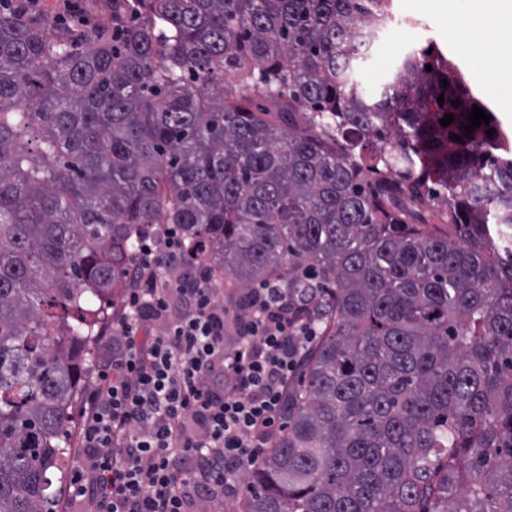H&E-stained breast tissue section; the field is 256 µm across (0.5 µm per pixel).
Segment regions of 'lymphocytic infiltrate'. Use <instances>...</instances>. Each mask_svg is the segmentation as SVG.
I'll list each match as a JSON object with an SVG mask.
<instances>
[{"mask_svg": "<svg viewBox=\"0 0 512 512\" xmlns=\"http://www.w3.org/2000/svg\"><path fill=\"white\" fill-rule=\"evenodd\" d=\"M133 283L103 341L68 501L86 512H208L246 495V469L282 428L280 404L319 333L323 288L296 302L277 282L247 289L244 311L208 288L174 224L146 233Z\"/></svg>", "mask_w": 512, "mask_h": 512, "instance_id": "obj_1", "label": "lymphocytic infiltrate"}]
</instances>
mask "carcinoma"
<instances>
[{"label":"carcinoma","instance_id":"obj_1","mask_svg":"<svg viewBox=\"0 0 512 512\" xmlns=\"http://www.w3.org/2000/svg\"><path fill=\"white\" fill-rule=\"evenodd\" d=\"M109 9L76 34L0 6V512H54L102 303L156 224L232 294L331 288L236 512H512V139L490 111L466 135L455 63L407 53L365 95L391 0ZM431 183L445 223H408Z\"/></svg>","mask_w":512,"mask_h":512}]
</instances>
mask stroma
Segmentation results:
<instances>
[{
	"mask_svg": "<svg viewBox=\"0 0 512 512\" xmlns=\"http://www.w3.org/2000/svg\"><path fill=\"white\" fill-rule=\"evenodd\" d=\"M414 2L393 0L392 16L398 24L377 40L361 74L363 91L380 90L404 52L432 45L453 58L472 92L485 101L501 128L512 133V84L497 69L498 57L512 50L487 37L473 53H465L452 32L470 27L471 13L449 14L448 0H431L424 10L417 9Z\"/></svg>",
	"mask_w": 512,
	"mask_h": 512,
	"instance_id": "1",
	"label": "stroma"
}]
</instances>
